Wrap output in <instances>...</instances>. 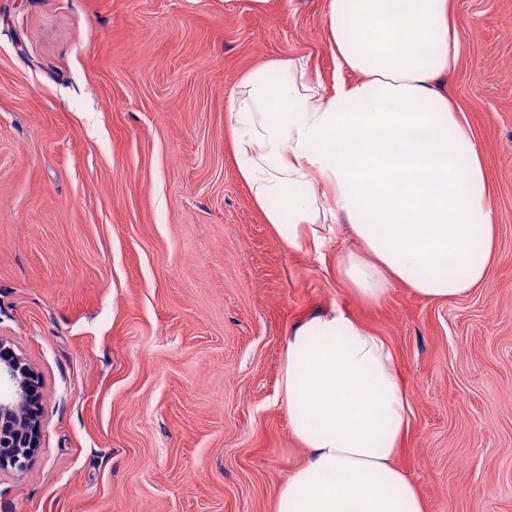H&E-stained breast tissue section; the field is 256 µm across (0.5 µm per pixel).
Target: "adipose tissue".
Wrapping results in <instances>:
<instances>
[{"label": "adipose tissue", "instance_id": "1", "mask_svg": "<svg viewBox=\"0 0 512 512\" xmlns=\"http://www.w3.org/2000/svg\"><path fill=\"white\" fill-rule=\"evenodd\" d=\"M332 87L296 58L246 73L226 126L253 206L288 246L336 254L370 304L393 286L456 298L484 282L495 210L484 152L445 80L464 44L452 0H327ZM279 394L306 458L279 512H425L397 459L411 403L382 336L336 308L284 342Z\"/></svg>", "mask_w": 512, "mask_h": 512}]
</instances>
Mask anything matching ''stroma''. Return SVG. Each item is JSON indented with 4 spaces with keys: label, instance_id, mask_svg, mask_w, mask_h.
<instances>
[{
    "label": "stroma",
    "instance_id": "35a3bbf8",
    "mask_svg": "<svg viewBox=\"0 0 512 512\" xmlns=\"http://www.w3.org/2000/svg\"><path fill=\"white\" fill-rule=\"evenodd\" d=\"M326 0H0V339L42 379L41 446L0 512H276L305 458L278 381L291 327L339 307L411 399L426 512H512V0H453L448 92L486 156V282L380 305L285 245L226 134L239 78L331 85Z\"/></svg>",
    "mask_w": 512,
    "mask_h": 512
}]
</instances>
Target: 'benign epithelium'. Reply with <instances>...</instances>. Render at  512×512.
I'll return each instance as SVG.
<instances>
[{
    "label": "benign epithelium",
    "mask_w": 512,
    "mask_h": 512,
    "mask_svg": "<svg viewBox=\"0 0 512 512\" xmlns=\"http://www.w3.org/2000/svg\"><path fill=\"white\" fill-rule=\"evenodd\" d=\"M11 387L0 396V471L23 470L40 448L43 397L39 374L0 340V382Z\"/></svg>",
    "instance_id": "benign-epithelium-1"
}]
</instances>
